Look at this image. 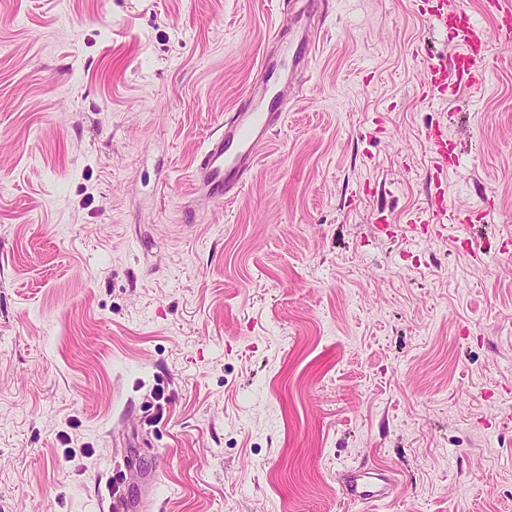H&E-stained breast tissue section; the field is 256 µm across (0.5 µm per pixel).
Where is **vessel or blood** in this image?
Wrapping results in <instances>:
<instances>
[{"label": "vessel or blood", "mask_w": 512, "mask_h": 512, "mask_svg": "<svg viewBox=\"0 0 512 512\" xmlns=\"http://www.w3.org/2000/svg\"><path fill=\"white\" fill-rule=\"evenodd\" d=\"M420 12L448 36L447 55L428 58L425 62L422 87L427 98L443 101L460 90L484 82L485 57L490 36L502 42L512 41V0H483L482 6L491 20V28L475 23L464 9L452 8L448 0H415ZM311 21H304L288 42L280 43L281 54L291 58L297 68H304L305 49L311 42L306 33ZM279 93L268 83L249 85L242 97L236 118L225 124L223 131L212 139L196 167V185L214 199L232 200L246 186V176L253 170L261 149L266 145L272 127L280 114ZM413 223L436 224L458 228L462 219L449 211L444 203L443 188L429 193L423 211L416 213ZM394 481L392 473L372 466L354 467L342 474L340 486L347 502L368 504L383 500Z\"/></svg>", "instance_id": "b4317fda"}]
</instances>
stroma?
Wrapping results in <instances>:
<instances>
[{"label": "stroma", "instance_id": "stroma-1", "mask_svg": "<svg viewBox=\"0 0 512 512\" xmlns=\"http://www.w3.org/2000/svg\"><path fill=\"white\" fill-rule=\"evenodd\" d=\"M316 2L292 87L301 0H0V512H512V47L431 102L412 0ZM265 79L281 125L204 199ZM436 176L453 241L406 223ZM363 464L396 481L353 505ZM308 15L303 17H297L294 23L296 26L299 22L304 19V23L301 24L298 30H294V34L291 39L288 40V43L281 42L280 32L278 31L276 36L274 37V41L279 45V51L282 55H288L291 58L293 64L296 68H300L303 70L306 65V59L304 57V50L309 49V47L316 41L311 39H306V33L309 28H312L311 23V14L313 11L310 9V1L307 2V9L305 11ZM271 102L276 107L269 109ZM281 104L280 92H273L268 83L249 85L235 120L224 125V131L208 143L199 159L195 176L198 190L227 203L242 193L247 174L255 167L272 127L281 116ZM393 481V473L372 465L369 468L345 470L341 475L340 486L347 502L368 504L386 498Z\"/></svg>", "mask_w": 512, "mask_h": 512}]
</instances>
